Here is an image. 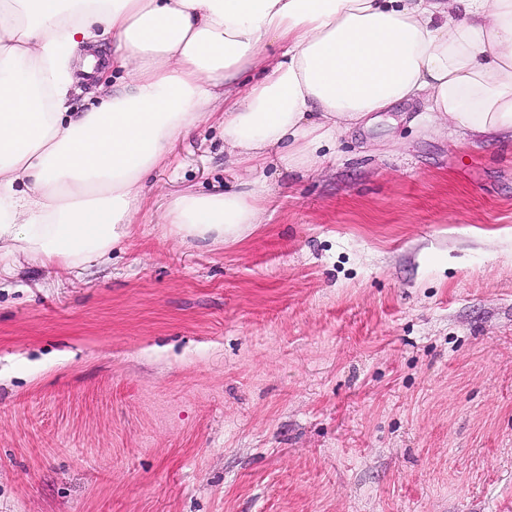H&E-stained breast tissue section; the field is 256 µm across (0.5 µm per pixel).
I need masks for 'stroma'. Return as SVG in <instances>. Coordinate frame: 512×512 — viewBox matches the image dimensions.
I'll return each instance as SVG.
<instances>
[{
  "instance_id": "stroma-1",
  "label": "stroma",
  "mask_w": 512,
  "mask_h": 512,
  "mask_svg": "<svg viewBox=\"0 0 512 512\" xmlns=\"http://www.w3.org/2000/svg\"><path fill=\"white\" fill-rule=\"evenodd\" d=\"M421 109L266 169L244 242L165 234L203 128L108 263L0 267V512H512V146Z\"/></svg>"
}]
</instances>
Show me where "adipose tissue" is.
<instances>
[{
  "instance_id": "obj_1",
  "label": "adipose tissue",
  "mask_w": 512,
  "mask_h": 512,
  "mask_svg": "<svg viewBox=\"0 0 512 512\" xmlns=\"http://www.w3.org/2000/svg\"><path fill=\"white\" fill-rule=\"evenodd\" d=\"M83 74L124 85L73 112ZM418 99L427 122L512 139V0H0V254L106 260L135 232L145 176L210 117L239 177L184 191L164 221L184 241L243 242L277 194L259 173L316 168L338 136Z\"/></svg>"
}]
</instances>
